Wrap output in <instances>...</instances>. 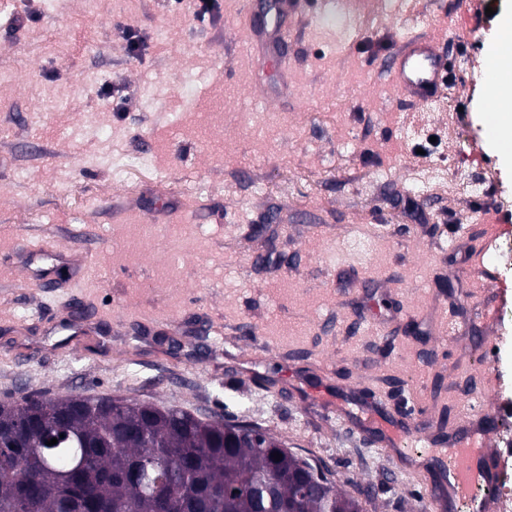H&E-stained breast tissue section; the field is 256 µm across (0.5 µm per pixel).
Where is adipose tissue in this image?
Returning a JSON list of instances; mask_svg holds the SVG:
<instances>
[{
	"label": "adipose tissue",
	"mask_w": 512,
	"mask_h": 512,
	"mask_svg": "<svg viewBox=\"0 0 512 512\" xmlns=\"http://www.w3.org/2000/svg\"><path fill=\"white\" fill-rule=\"evenodd\" d=\"M481 65L494 74L485 108L489 142L499 158L512 166V12L501 14L497 37L488 46Z\"/></svg>",
	"instance_id": "adipose-tissue-1"
}]
</instances>
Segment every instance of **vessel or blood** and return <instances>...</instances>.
Returning <instances> with one entry per match:
<instances>
[{"instance_id":"obj_1","label":"vessel or blood","mask_w":512,"mask_h":512,"mask_svg":"<svg viewBox=\"0 0 512 512\" xmlns=\"http://www.w3.org/2000/svg\"><path fill=\"white\" fill-rule=\"evenodd\" d=\"M256 4L245 0L241 12L240 31L248 45L260 56L278 66L280 81H287L288 69L283 60L288 53V26L302 14L301 0H267L268 24L254 22ZM399 97L425 103L448 88V65L433 39L424 34L403 38L384 60ZM505 452L500 448H477L464 443L453 449L448 472L429 476L436 492L452 487L456 496L469 499L472 512H502V502L493 496H478L477 487L497 485L503 474Z\"/></svg>"}]
</instances>
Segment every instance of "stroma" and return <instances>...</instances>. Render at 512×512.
<instances>
[{"mask_svg":"<svg viewBox=\"0 0 512 512\" xmlns=\"http://www.w3.org/2000/svg\"><path fill=\"white\" fill-rule=\"evenodd\" d=\"M240 2L203 20L192 0L0 6V403L219 412L325 465L364 512H423L414 466L447 460L474 399L512 405V169L480 62L512 0H380L354 26L321 0L263 102L252 75L274 66L233 37ZM415 33L448 58L443 107L401 100L383 66ZM428 160L479 191L413 187ZM408 400L448 417L418 454L390 437Z\"/></svg>","mask_w":512,"mask_h":512,"instance_id":"obj_1","label":"stroma"}]
</instances>
